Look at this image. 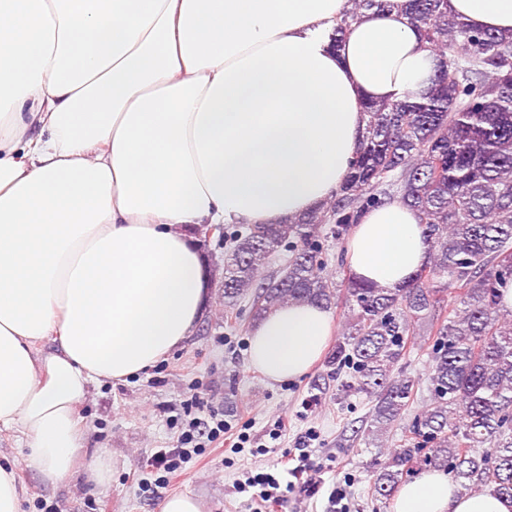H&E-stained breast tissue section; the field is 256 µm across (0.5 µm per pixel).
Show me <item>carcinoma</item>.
Returning <instances> with one entry per match:
<instances>
[{"mask_svg": "<svg viewBox=\"0 0 512 512\" xmlns=\"http://www.w3.org/2000/svg\"><path fill=\"white\" fill-rule=\"evenodd\" d=\"M391 0H352L333 29L342 42L365 11ZM410 21L441 56L420 102H369L360 151L344 185L322 208L286 224L217 230L224 240L226 320L257 321L290 301L342 306L348 322L327 364L348 369L343 388L372 403L364 444L372 495L388 501L403 483L445 471L465 492L490 488L512 501V311L498 288L512 281V33L477 32L447 0H411ZM398 185L419 211L430 261L402 288L324 274L322 240H342L359 214ZM288 264L266 274L279 252ZM422 337L431 400L387 450L379 442L409 410L416 382L402 367Z\"/></svg>", "mask_w": 512, "mask_h": 512, "instance_id": "obj_1", "label": "carcinoma"}]
</instances>
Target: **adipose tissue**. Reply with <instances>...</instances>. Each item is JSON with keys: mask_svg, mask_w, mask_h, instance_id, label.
I'll use <instances>...</instances> for the list:
<instances>
[{"mask_svg": "<svg viewBox=\"0 0 512 512\" xmlns=\"http://www.w3.org/2000/svg\"><path fill=\"white\" fill-rule=\"evenodd\" d=\"M409 0H0V433L49 485L86 467L75 410L92 384L147 370L190 336L211 280L194 231L281 224L332 200L360 150L367 102L414 100L439 54ZM480 31H512V0H448ZM354 278L402 286L428 259L399 199L344 246ZM334 330L310 302L250 331L270 381L307 374ZM391 512H512L428 471ZM352 10L345 11L341 19L337 21L333 29L332 39L336 45H340L351 24L363 13V11L374 10L384 12L390 8L393 3L391 0H351Z\"/></svg>", "mask_w": 512, "mask_h": 512, "instance_id": "ef3b65f1", "label": "adipose tissue"}]
</instances>
